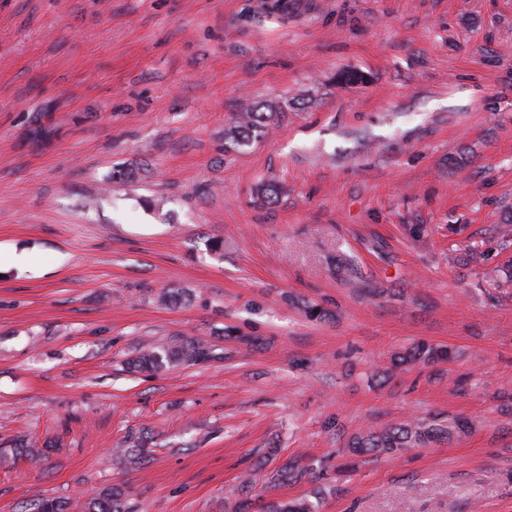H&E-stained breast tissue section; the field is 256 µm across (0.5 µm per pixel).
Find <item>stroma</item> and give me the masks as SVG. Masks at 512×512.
<instances>
[{
  "instance_id": "1",
  "label": "stroma",
  "mask_w": 512,
  "mask_h": 512,
  "mask_svg": "<svg viewBox=\"0 0 512 512\" xmlns=\"http://www.w3.org/2000/svg\"><path fill=\"white\" fill-rule=\"evenodd\" d=\"M258 102L279 127L225 145ZM511 213L512 0H0V512L113 484L233 512L248 471L260 512L316 488L266 490L289 459L407 415L470 427L355 460L319 512H512ZM173 336L213 359L128 372ZM418 342L457 355L371 381ZM129 437L151 457L113 464Z\"/></svg>"
}]
</instances>
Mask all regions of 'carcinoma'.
Returning a JSON list of instances; mask_svg holds the SVG:
<instances>
[{
    "instance_id": "1",
    "label": "carcinoma",
    "mask_w": 512,
    "mask_h": 512,
    "mask_svg": "<svg viewBox=\"0 0 512 512\" xmlns=\"http://www.w3.org/2000/svg\"><path fill=\"white\" fill-rule=\"evenodd\" d=\"M281 106L277 104L247 105L237 114L234 123L224 131V140L240 144L251 139L262 138L281 120ZM451 356V351L424 343L407 348L391 358L397 369L416 362L434 364ZM212 358V351L202 341L172 337L164 342L145 348L132 360L131 368L136 372H153L166 365H195ZM468 425L459 419L426 421L424 419H402L379 431L351 435L343 448L349 455L362 457L401 456L413 448L426 447L432 443L446 441L465 431ZM312 465L297 460L286 463L267 481V490L296 483L304 478ZM86 512H129L127 491L121 485L101 489L85 502ZM66 502L58 498H40L25 507V512H66ZM267 512H314V506L306 500L276 501Z\"/></svg>"
}]
</instances>
